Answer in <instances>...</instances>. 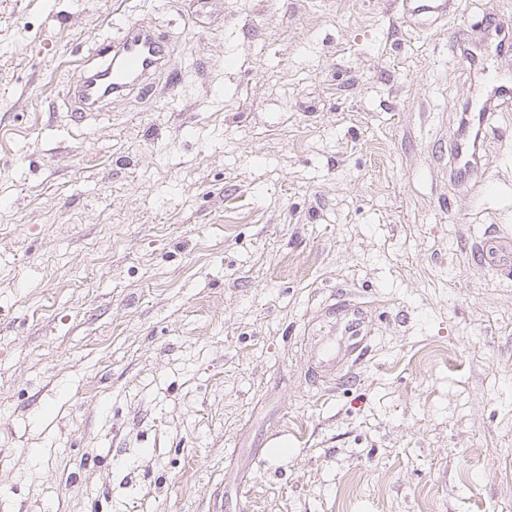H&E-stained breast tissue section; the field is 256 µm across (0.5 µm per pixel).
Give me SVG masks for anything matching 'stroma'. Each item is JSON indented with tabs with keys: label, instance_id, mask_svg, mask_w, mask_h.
Returning <instances> with one entry per match:
<instances>
[{
	"label": "stroma",
	"instance_id": "stroma-1",
	"mask_svg": "<svg viewBox=\"0 0 512 512\" xmlns=\"http://www.w3.org/2000/svg\"><path fill=\"white\" fill-rule=\"evenodd\" d=\"M491 7L0 0V512H512V110L495 195L429 150ZM118 19L168 65L76 120ZM400 12L405 23H413L421 17L432 18L431 30L459 11L461 0H398ZM432 26V27H431Z\"/></svg>",
	"mask_w": 512,
	"mask_h": 512
}]
</instances>
